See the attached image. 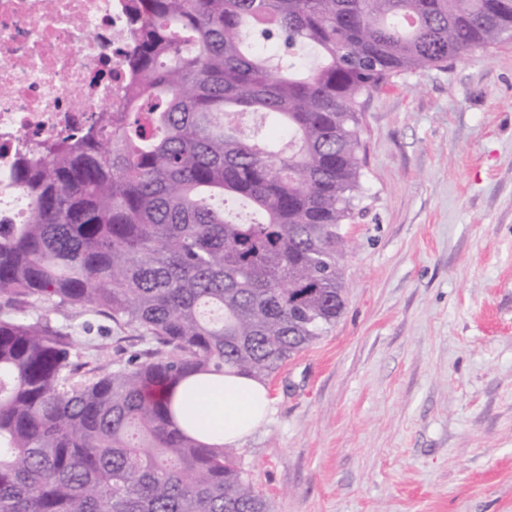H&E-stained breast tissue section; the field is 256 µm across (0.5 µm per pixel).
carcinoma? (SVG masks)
Wrapping results in <instances>:
<instances>
[{
    "label": "carcinoma",
    "instance_id": "cac0c4a2",
    "mask_svg": "<svg viewBox=\"0 0 512 512\" xmlns=\"http://www.w3.org/2000/svg\"><path fill=\"white\" fill-rule=\"evenodd\" d=\"M129 8V109L11 174L32 218L0 223V512H269L228 449L180 425L177 388L263 382L336 323L363 98L512 38V0ZM246 114L251 131L230 120ZM36 303L89 306L156 349L76 363Z\"/></svg>",
    "mask_w": 512,
    "mask_h": 512
}]
</instances>
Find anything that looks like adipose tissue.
Here are the masks:
<instances>
[{
    "mask_svg": "<svg viewBox=\"0 0 512 512\" xmlns=\"http://www.w3.org/2000/svg\"><path fill=\"white\" fill-rule=\"evenodd\" d=\"M176 399L202 425L201 441L228 448L264 423L275 403L266 385L235 375L186 381Z\"/></svg>",
    "mask_w": 512,
    "mask_h": 512,
    "instance_id": "obj_1",
    "label": "adipose tissue"
}]
</instances>
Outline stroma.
Masks as SVG:
<instances>
[{"mask_svg": "<svg viewBox=\"0 0 512 512\" xmlns=\"http://www.w3.org/2000/svg\"><path fill=\"white\" fill-rule=\"evenodd\" d=\"M345 307L231 454L270 512H512V41L366 98ZM79 361L151 350L52 309Z\"/></svg>", "mask_w": 512, "mask_h": 512, "instance_id": "1", "label": "stroma"}]
</instances>
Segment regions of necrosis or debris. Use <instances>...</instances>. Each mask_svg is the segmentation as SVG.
Segmentation results:
<instances>
[{"instance_id":"necrosis-or-debris-1","label":"necrosis or debris","mask_w":512,"mask_h":512,"mask_svg":"<svg viewBox=\"0 0 512 512\" xmlns=\"http://www.w3.org/2000/svg\"><path fill=\"white\" fill-rule=\"evenodd\" d=\"M127 0H0V222L25 224L10 174L25 150L122 105L133 85Z\"/></svg>"}]
</instances>
